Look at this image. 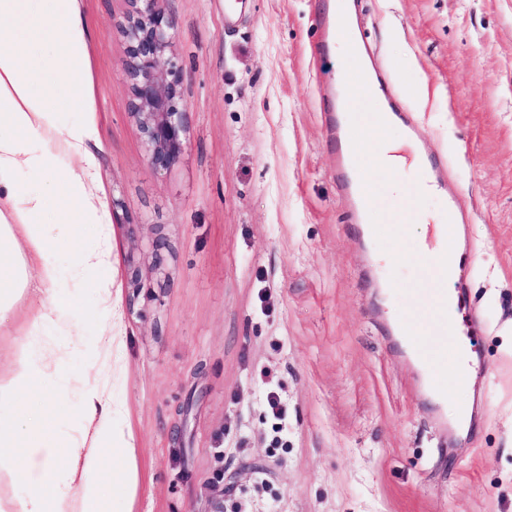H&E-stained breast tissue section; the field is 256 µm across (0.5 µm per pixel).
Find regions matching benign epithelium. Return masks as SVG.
<instances>
[{"mask_svg":"<svg viewBox=\"0 0 512 512\" xmlns=\"http://www.w3.org/2000/svg\"><path fill=\"white\" fill-rule=\"evenodd\" d=\"M128 2L123 73L129 111L149 164L161 173L179 160L188 142L182 66L172 52V21L158 7L159 0Z\"/></svg>","mask_w":512,"mask_h":512,"instance_id":"obj_1","label":"benign epithelium"}]
</instances>
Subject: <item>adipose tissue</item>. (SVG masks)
<instances>
[{
	"mask_svg": "<svg viewBox=\"0 0 512 512\" xmlns=\"http://www.w3.org/2000/svg\"><path fill=\"white\" fill-rule=\"evenodd\" d=\"M338 23L336 50L349 61L342 75L348 88L367 97L360 47L351 35L347 0H332ZM88 22L79 0H0V319L10 315L28 292L41 296L31 333L46 325L72 327L69 300L62 294L61 272L50 253L58 228L77 224L100 227L105 212L96 192L95 159L86 145L95 136L87 124L63 126L58 120L57 86L68 82L81 96L86 65ZM384 113L367 127H353L355 153L372 149L375 168L396 175L418 165L412 141L389 138ZM61 155L80 157L81 166L59 180L53 191L32 190L20 175L54 177ZM419 253L439 270L443 285L458 275L449 247L444 216L418 215ZM61 356L59 347L21 361L7 382H0V472L17 461L30 470L29 491L23 499L0 497V512H110L113 495L128 492L133 447L105 388L83 379L79 441L62 444L53 426L63 412L60 400L41 406L31 402L34 388L49 380Z\"/></svg>",
	"mask_w": 512,
	"mask_h": 512,
	"instance_id": "ef3b65f1",
	"label": "adipose tissue"
}]
</instances>
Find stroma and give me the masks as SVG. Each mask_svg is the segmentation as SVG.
<instances>
[{
    "instance_id": "stroma-1",
    "label": "stroma",
    "mask_w": 512,
    "mask_h": 512,
    "mask_svg": "<svg viewBox=\"0 0 512 512\" xmlns=\"http://www.w3.org/2000/svg\"><path fill=\"white\" fill-rule=\"evenodd\" d=\"M331 0H160L183 67L189 141L165 173L129 114L126 0H80L89 22L87 150L109 224L97 288L68 285L78 336L47 397L80 435L75 375L112 328L108 391L133 436L135 487L112 512H512V0H357L354 34L402 93L421 148L450 155L463 314L433 336L435 268L418 256L420 173L373 171L381 233L363 242L336 184L325 112L348 60L320 24ZM402 255L378 262L382 253ZM138 274L140 287L128 286ZM37 295L0 321V379ZM463 345L466 384L425 381L393 332ZM283 407L273 416L268 392Z\"/></svg>"
}]
</instances>
